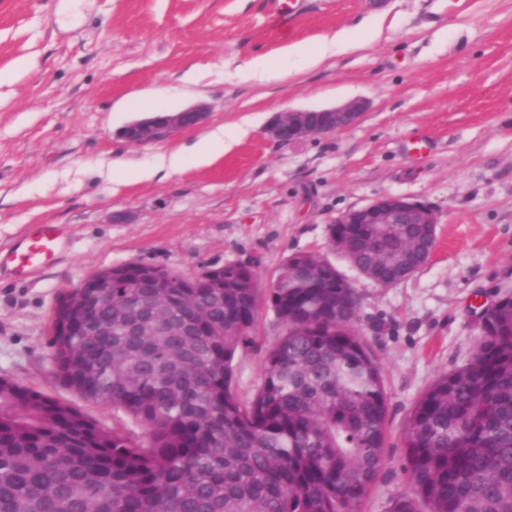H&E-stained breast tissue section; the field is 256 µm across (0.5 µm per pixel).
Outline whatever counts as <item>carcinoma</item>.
<instances>
[{
	"label": "carcinoma",
	"instance_id": "1",
	"mask_svg": "<svg viewBox=\"0 0 512 512\" xmlns=\"http://www.w3.org/2000/svg\"><path fill=\"white\" fill-rule=\"evenodd\" d=\"M363 271L418 251L410 227L331 224ZM336 266L297 252L269 287L255 268L188 280L168 295L114 288L93 305L111 335L52 339L62 382L121 411L137 440L0 378V512H356L384 461L389 396L357 329L359 296ZM282 333L246 401L233 360L255 343L261 304ZM202 312V326L187 308ZM473 355L412 407L409 489L391 512H512V302L486 310Z\"/></svg>",
	"mask_w": 512,
	"mask_h": 512
}]
</instances>
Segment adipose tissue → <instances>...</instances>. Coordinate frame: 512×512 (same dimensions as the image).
Segmentation results:
<instances>
[{
  "label": "adipose tissue",
  "mask_w": 512,
  "mask_h": 512,
  "mask_svg": "<svg viewBox=\"0 0 512 512\" xmlns=\"http://www.w3.org/2000/svg\"><path fill=\"white\" fill-rule=\"evenodd\" d=\"M357 41L347 32L341 31L330 40L320 45H312L305 41H295L288 45L287 53L296 58L304 66L315 67L321 64L331 51L347 52L356 49ZM233 143V137L224 129H216L203 135L193 146L191 154L182 151L172 152L153 164L126 162L113 170L116 183L128 184L146 181L155 177L159 170L170 172L178 171L184 165L186 159H193L196 164L205 165L215 158L223 155Z\"/></svg>",
  "instance_id": "ef3b65f1"
}]
</instances>
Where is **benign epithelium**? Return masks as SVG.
Masks as SVG:
<instances>
[{"instance_id": "1", "label": "benign epithelium", "mask_w": 512, "mask_h": 512, "mask_svg": "<svg viewBox=\"0 0 512 512\" xmlns=\"http://www.w3.org/2000/svg\"><path fill=\"white\" fill-rule=\"evenodd\" d=\"M365 101L351 100L341 106L323 109L290 110L279 112L269 122L266 133L282 144L298 142L312 136L336 134L358 124L366 110ZM209 107L200 103L192 107L157 112L153 116L135 120L122 126L118 136L124 141L144 145L156 143L173 133L201 123ZM335 224H422L435 229L438 224L434 211L425 203L399 195L377 198L369 204L338 215ZM135 273L119 265L89 275L82 288H101L100 300L108 295L104 289L119 282L127 288H173L176 272L149 264L136 263ZM89 312L82 297L70 299L56 310L54 322L69 331L77 324L88 322Z\"/></svg>"}]
</instances>
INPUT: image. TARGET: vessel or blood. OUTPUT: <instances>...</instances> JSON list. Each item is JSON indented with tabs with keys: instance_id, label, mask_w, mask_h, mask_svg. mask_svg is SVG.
I'll return each mask as SVG.
<instances>
[{
	"instance_id": "1",
	"label": "vessel or blood",
	"mask_w": 512,
	"mask_h": 512,
	"mask_svg": "<svg viewBox=\"0 0 512 512\" xmlns=\"http://www.w3.org/2000/svg\"><path fill=\"white\" fill-rule=\"evenodd\" d=\"M67 240L59 224H42L21 236L6 255L0 256V274L30 272L53 262Z\"/></svg>"
}]
</instances>
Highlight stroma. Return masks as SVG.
<instances>
[{
  "instance_id": "stroma-1",
  "label": "stroma",
  "mask_w": 512,
  "mask_h": 512,
  "mask_svg": "<svg viewBox=\"0 0 512 512\" xmlns=\"http://www.w3.org/2000/svg\"><path fill=\"white\" fill-rule=\"evenodd\" d=\"M62 0H0V252L39 224L68 227L49 266L0 276V377L73 406L104 431L140 434L124 413L87 402L56 375L54 313L92 273L144 263L185 276L256 262L262 285L293 253L333 262L356 288L358 328L389 395L384 463L359 512H389L408 488L403 444L414 402L463 365L477 315L512 287V0H85L61 23ZM379 33L366 38L363 24ZM348 30L361 48L280 75L245 77L254 56L290 40ZM354 98L359 124L292 144L264 129L279 112ZM202 102L200 125L132 145L127 122ZM235 142L199 167L119 185L112 167L151 163L215 128ZM426 137L427 154L408 150ZM428 204L438 217L430 260L380 287L330 243L341 212L382 196ZM280 327L261 308L254 346L233 361L239 397L262 378L263 346Z\"/></svg>"
}]
</instances>
